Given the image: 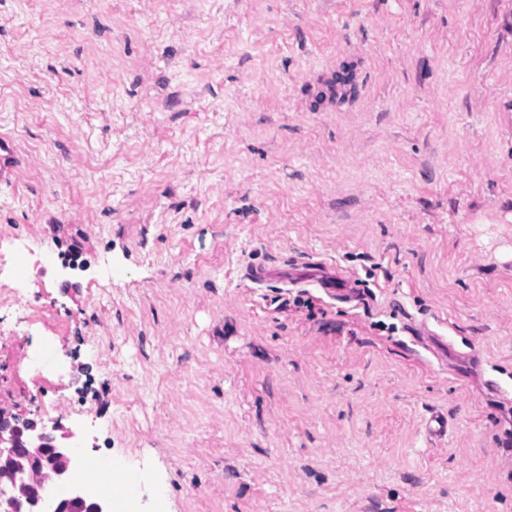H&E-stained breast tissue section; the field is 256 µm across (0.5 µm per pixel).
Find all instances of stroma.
Wrapping results in <instances>:
<instances>
[{
  "label": "stroma",
  "mask_w": 512,
  "mask_h": 512,
  "mask_svg": "<svg viewBox=\"0 0 512 512\" xmlns=\"http://www.w3.org/2000/svg\"><path fill=\"white\" fill-rule=\"evenodd\" d=\"M0 135V410L138 512H512V0H0ZM20 161L12 142L4 137L0 138V182L14 180Z\"/></svg>",
  "instance_id": "35a3bbf8"
}]
</instances>
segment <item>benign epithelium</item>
I'll return each mask as SVG.
<instances>
[{
    "mask_svg": "<svg viewBox=\"0 0 512 512\" xmlns=\"http://www.w3.org/2000/svg\"><path fill=\"white\" fill-rule=\"evenodd\" d=\"M76 451L46 429L0 413V512H110L106 498L88 499L72 485ZM68 485L65 498L49 495Z\"/></svg>",
    "mask_w": 512,
    "mask_h": 512,
    "instance_id": "obj_1",
    "label": "benign epithelium"
}]
</instances>
